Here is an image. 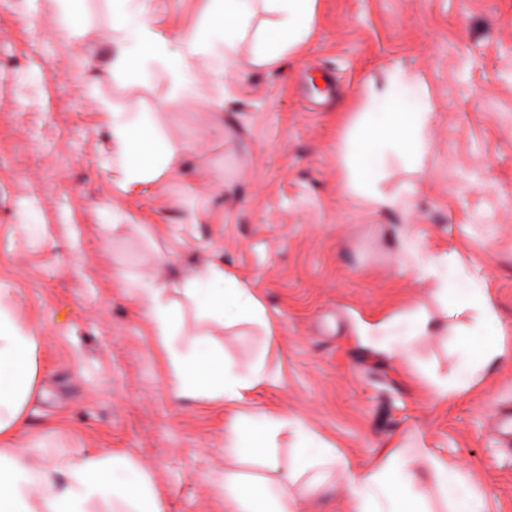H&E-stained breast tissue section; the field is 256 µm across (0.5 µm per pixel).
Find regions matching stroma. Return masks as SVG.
Returning a JSON list of instances; mask_svg holds the SVG:
<instances>
[{"instance_id":"1","label":"stroma","mask_w":512,"mask_h":512,"mask_svg":"<svg viewBox=\"0 0 512 512\" xmlns=\"http://www.w3.org/2000/svg\"><path fill=\"white\" fill-rule=\"evenodd\" d=\"M201 7L157 0L153 17L175 36ZM54 17L53 0H0V287L42 332L29 443L47 459L122 449L150 472L166 512H224V408L173 398L156 338L112 284L119 267L164 279L216 253L273 322L270 335L243 323L216 336L236 369L261 362L256 408L301 418L357 472L392 441L456 459L496 512H512V444L498 426L512 412V362L443 405L421 382L456 373V337L411 340L403 360L372 330L407 306L443 314L434 283L396 251L400 233L484 280L512 333V0H317L304 45L276 67L227 76L220 130L200 102L170 103L159 63L124 83L109 63L86 66L112 30L109 0H85L68 39ZM393 62L429 87L433 149L403 207L380 215L338 189L336 115ZM86 81L195 141L186 169L118 195L96 164L105 133ZM202 202L211 223L184 231ZM124 212L170 224L172 266L130 229L101 240L100 225Z\"/></svg>"}]
</instances>
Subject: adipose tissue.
Here are the masks:
<instances>
[{
    "label": "adipose tissue",
    "instance_id": "obj_1",
    "mask_svg": "<svg viewBox=\"0 0 512 512\" xmlns=\"http://www.w3.org/2000/svg\"><path fill=\"white\" fill-rule=\"evenodd\" d=\"M263 3L273 18L257 22L256 3ZM152 0H112L110 46L118 50L112 63L114 78L138 72L147 62L168 69L171 102L204 100L213 110L215 125H223L224 75L228 68H271L282 56L300 47L310 36L317 0H206L198 27L175 36L161 33L151 19ZM252 38L253 54L238 55L239 44ZM97 119L108 143L99 156L114 188L133 195L154 187L171 173L181 171L196 145L167 137L144 112H128L108 101L98 103ZM435 106L425 81L401 66L385 68L382 81H369L354 103L337 145L341 192L378 214L396 210L412 193L401 184L383 186L389 158H398L411 172L423 171L430 154V128ZM454 266L443 256L419 260L416 275L439 284L447 321L435 323L424 308L405 314L412 335L428 336L436 329L460 332L454 316L468 311L476 317L469 333L481 337L480 346L462 347V367L453 379L433 378L429 392L438 401L457 400L479 378L489 374L505 354L504 325L484 285H448ZM117 287L126 289L138 315L144 318L172 369L168 384L180 399L223 403L233 417L224 431L225 512H306L303 492L345 484L350 512H490V498L474 471L456 460L428 457L429 472L399 446L384 448L363 472L335 447L284 412L254 410L251 394L263 381L261 367L244 373L224 361L222 347L210 342L215 330L243 322L272 329L255 289L224 269L219 255L184 271L170 283L147 275L134 276L117 269ZM181 301L170 299V291ZM196 316L184 318L183 303ZM187 342L176 346V336ZM41 341L36 326L18 322L9 289L0 288V512H94L100 504L113 512H164L148 472L127 453L94 448L77 459L65 456L40 469L38 450L27 443V406L36 395ZM293 429L305 452L280 481L269 474L278 470L275 448L285 429ZM257 460L263 473L241 469L243 459ZM301 485L302 494L292 491Z\"/></svg>",
    "mask_w": 512,
    "mask_h": 512
}]
</instances>
